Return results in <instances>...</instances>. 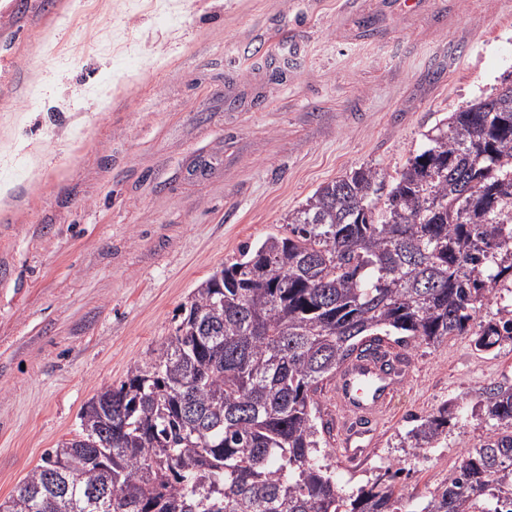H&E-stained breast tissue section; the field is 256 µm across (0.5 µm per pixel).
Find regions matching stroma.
Instances as JSON below:
<instances>
[{"label": "stroma", "mask_w": 512, "mask_h": 512, "mask_svg": "<svg viewBox=\"0 0 512 512\" xmlns=\"http://www.w3.org/2000/svg\"><path fill=\"white\" fill-rule=\"evenodd\" d=\"M2 59L0 501L243 245L511 84L512 0H0ZM475 341L412 350L364 461L331 437L343 494L400 467L421 512L482 443L478 395L512 384V341ZM446 403L447 435L409 456L414 419Z\"/></svg>", "instance_id": "stroma-1"}]
</instances>
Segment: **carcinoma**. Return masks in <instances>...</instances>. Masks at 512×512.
<instances>
[{"mask_svg": "<svg viewBox=\"0 0 512 512\" xmlns=\"http://www.w3.org/2000/svg\"><path fill=\"white\" fill-rule=\"evenodd\" d=\"M512 84L440 121L387 177L359 168L288 213L284 235L244 245L180 306L175 333L81 409L0 512H403L389 470L345 497L319 399L354 356L465 334L512 279ZM498 254L487 265L484 257ZM512 340V320L476 345ZM490 432L422 512H484L512 467V385L482 389ZM444 405L406 434L418 456Z\"/></svg>", "mask_w": 512, "mask_h": 512, "instance_id": "obj_1", "label": "carcinoma"}]
</instances>
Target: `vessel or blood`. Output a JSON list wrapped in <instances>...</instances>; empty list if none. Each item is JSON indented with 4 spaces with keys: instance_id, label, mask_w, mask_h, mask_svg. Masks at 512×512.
<instances>
[{
    "instance_id": "obj_1",
    "label": "vessel or blood",
    "mask_w": 512,
    "mask_h": 512,
    "mask_svg": "<svg viewBox=\"0 0 512 512\" xmlns=\"http://www.w3.org/2000/svg\"><path fill=\"white\" fill-rule=\"evenodd\" d=\"M396 384V379L386 375L380 362L372 358L353 360L337 372L334 405L346 463H357L366 453L361 444L363 433L354 428V419L381 422L389 410Z\"/></svg>"
}]
</instances>
